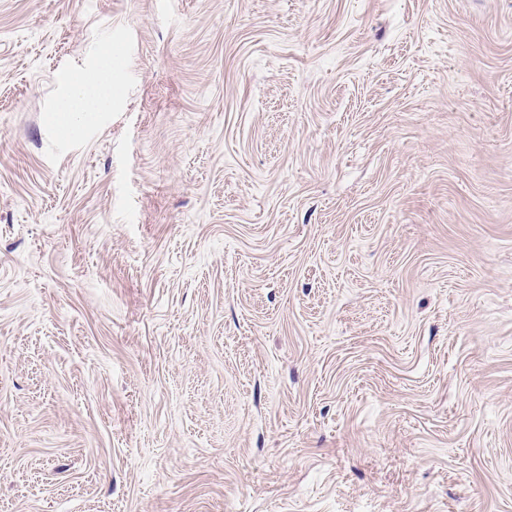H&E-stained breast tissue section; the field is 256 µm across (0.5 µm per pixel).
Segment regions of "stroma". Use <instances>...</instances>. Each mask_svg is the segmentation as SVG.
<instances>
[{
	"label": "stroma",
	"instance_id": "obj_1",
	"mask_svg": "<svg viewBox=\"0 0 512 512\" xmlns=\"http://www.w3.org/2000/svg\"><path fill=\"white\" fill-rule=\"evenodd\" d=\"M0 512H512V0H0ZM112 47L103 52L94 68L75 72L53 114L56 130L63 137L82 132L100 115L112 110Z\"/></svg>",
	"mask_w": 512,
	"mask_h": 512
}]
</instances>
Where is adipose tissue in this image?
Masks as SVG:
<instances>
[{
    "mask_svg": "<svg viewBox=\"0 0 512 512\" xmlns=\"http://www.w3.org/2000/svg\"><path fill=\"white\" fill-rule=\"evenodd\" d=\"M112 109V54L103 52L98 65L70 75L53 114L56 130L69 137L82 132Z\"/></svg>",
    "mask_w": 512,
    "mask_h": 512,
    "instance_id": "obj_1",
    "label": "adipose tissue"
}]
</instances>
